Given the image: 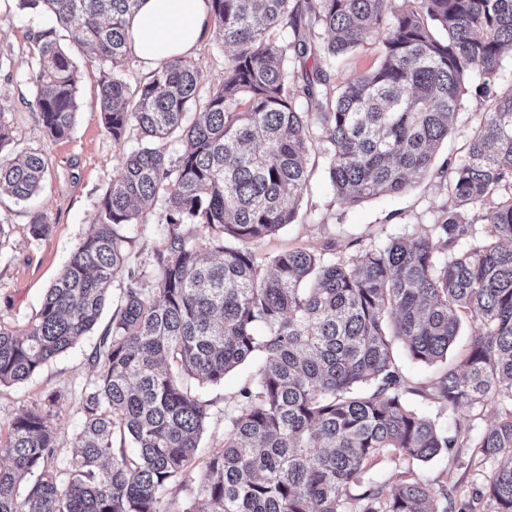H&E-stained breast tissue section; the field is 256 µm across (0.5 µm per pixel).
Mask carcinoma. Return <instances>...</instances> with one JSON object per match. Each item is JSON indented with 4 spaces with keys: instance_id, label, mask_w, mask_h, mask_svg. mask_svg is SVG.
<instances>
[{
    "instance_id": "carcinoma-1",
    "label": "carcinoma",
    "mask_w": 512,
    "mask_h": 512,
    "mask_svg": "<svg viewBox=\"0 0 512 512\" xmlns=\"http://www.w3.org/2000/svg\"><path fill=\"white\" fill-rule=\"evenodd\" d=\"M292 0H210L213 25L233 48L224 81L199 97L189 60L160 64L135 87L126 16L138 0H18L51 13L36 37L31 81L53 139L75 125L77 67L56 29L83 35L103 76L104 124L116 141L137 130L99 204L96 220L48 289L35 321L0 325V385L36 374L90 333L114 279L122 303L100 337V364L81 392L76 452L55 455L46 408L12 419L0 454V512H194L161 507L176 483L205 497V512H453L452 491L411 472L380 484L372 464L392 453L425 463L457 449L494 465L480 497L512 512V84L488 82L490 100L465 156L448 168L446 217L415 237H395L343 261L306 248L258 259L246 247L294 223L309 178L313 127L327 144L336 191L355 204L397 193L453 129L466 84L495 73L512 50V0H308L320 45L299 31ZM291 28L293 40L273 36ZM368 38L377 66L342 88L323 111L297 106L290 58L319 59L303 92L323 94L336 56ZM176 138L168 157L156 142ZM0 112V191L26 200L46 165L15 153ZM164 199L156 274L126 269V231ZM480 207L484 235L468 210ZM470 325L456 361L448 351ZM439 372L414 386L398 348ZM262 357L224 428V447L197 471L208 401L185 380L218 384ZM422 391L450 410H496L478 435L448 436L412 408ZM130 444L133 452L125 450Z\"/></svg>"
}]
</instances>
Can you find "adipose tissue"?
<instances>
[{"label":"adipose tissue","instance_id":"adipose-tissue-1","mask_svg":"<svg viewBox=\"0 0 512 512\" xmlns=\"http://www.w3.org/2000/svg\"><path fill=\"white\" fill-rule=\"evenodd\" d=\"M210 23V0H139L127 18L129 53L152 69L167 60L191 57Z\"/></svg>","mask_w":512,"mask_h":512}]
</instances>
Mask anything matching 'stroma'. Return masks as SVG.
Here are the masks:
<instances>
[{"label":"stroma","mask_w":512,"mask_h":512,"mask_svg":"<svg viewBox=\"0 0 512 512\" xmlns=\"http://www.w3.org/2000/svg\"><path fill=\"white\" fill-rule=\"evenodd\" d=\"M46 17H22L16 0H7L0 8V112L9 118L18 152L41 154L48 174L40 191L25 202L0 196V324L18 330L30 324L46 294L70 255L84 238L95 219L98 205L126 154L138 146V134L131 131L119 141L113 140L102 123L98 84L102 76L91 62L77 33L61 32L60 42L71 53L79 74V110L73 133L64 139H51L34 104L35 88L30 74L35 65L34 37L50 27ZM232 50L222 43L217 32H209L192 61L200 73L202 91H209L224 79V63ZM380 46L366 40L355 51L336 59L329 70V93L357 79L379 62ZM482 75H473L455 127L436 150L435 168L458 161L486 107L475 93ZM311 175L294 224L277 235L252 243L258 257L272 255L291 247L323 250L335 241L336 255L346 261L356 258L363 248L379 245L399 236H410L430 229L451 203L443 179L412 176L404 192L383 194L357 204L347 203L336 191L329 173V158L320 141L310 147ZM42 216L50 224L47 238L35 239L29 232L33 216ZM125 248L126 265L151 270L153 255L164 236L156 210L144 212L142 221L132 226ZM99 332H92L72 348L49 360L30 379L0 386V440L6 438L14 416L51 394L59 402L50 421L56 436V452L66 459L73 453L72 439L80 430V394L94 377L92 357L99 343ZM251 375L242 365L227 373L216 385H192V393L210 403V416L201 436L199 458H206L224 443V425L234 414L237 395ZM411 405L429 416L444 430L455 424L469 426L478 434L494 420L492 408L474 412L466 408L448 411L438 404L409 395ZM413 471L430 484L455 487L456 498L464 502L489 477L487 467L452 465L447 454L419 463L391 456L371 468L373 479L384 482L395 473Z\"/></svg>","instance_id":"stroma-1"}]
</instances>
